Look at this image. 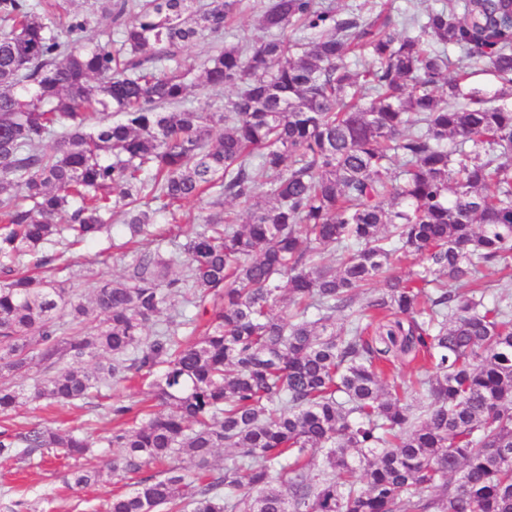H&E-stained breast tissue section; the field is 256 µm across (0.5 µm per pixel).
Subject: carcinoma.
Wrapping results in <instances>:
<instances>
[{"mask_svg":"<svg viewBox=\"0 0 512 512\" xmlns=\"http://www.w3.org/2000/svg\"><path fill=\"white\" fill-rule=\"evenodd\" d=\"M195 2L0 0L1 260L42 267L45 245L91 242L118 212L131 243L210 198L180 252H140L93 289L102 319L78 339L57 335L87 315L65 289L28 274L0 288V376L55 369L0 386V413L150 379L144 400L165 410L112 407L115 452L63 477L126 487L96 512H512V302L463 288L488 265L512 278V104L447 75L451 46L512 91V0L432 8L415 35L270 0L248 46L224 43L242 0ZM97 12L115 30L89 35ZM204 38L223 47L197 72L182 52ZM193 88L235 94L194 108ZM401 253L422 263L398 276ZM374 279L385 288L359 302ZM389 316L396 329L368 335ZM408 353L434 372L386 381ZM94 445L78 428L0 432V462ZM219 448L233 453L218 467Z\"/></svg>","mask_w":512,"mask_h":512,"instance_id":"cac0c4a2","label":"carcinoma"}]
</instances>
